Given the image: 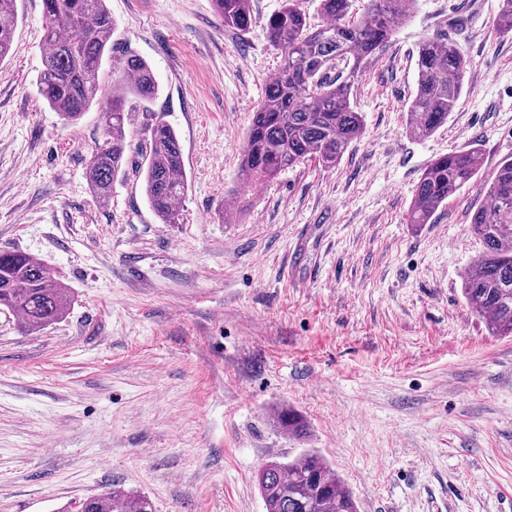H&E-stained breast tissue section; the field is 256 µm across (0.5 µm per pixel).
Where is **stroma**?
I'll list each match as a JSON object with an SVG mask.
<instances>
[{"mask_svg":"<svg viewBox=\"0 0 512 512\" xmlns=\"http://www.w3.org/2000/svg\"><path fill=\"white\" fill-rule=\"evenodd\" d=\"M112 54L132 51L176 130L188 190L159 223L134 167L99 206L86 179L98 107L63 125L38 92L41 0H17L0 63V249L54 267L66 316L31 333L0 313V512H60L107 488L155 512H265L267 461L316 451L358 512H512V337L488 336L461 276L470 212L512 156V35L500 0H416L367 61L351 104L364 132L336 166L253 186L245 132L281 64V0L224 28L211 0H107ZM448 37L464 93L430 137L405 112L417 48ZM478 147L480 172L432 223L408 212L425 167ZM294 410L297 438L277 416Z\"/></svg>","mask_w":512,"mask_h":512,"instance_id":"1","label":"stroma"}]
</instances>
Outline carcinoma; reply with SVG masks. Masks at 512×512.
Listing matches in <instances>:
<instances>
[{"label":"carcinoma","instance_id":"carcinoma-1","mask_svg":"<svg viewBox=\"0 0 512 512\" xmlns=\"http://www.w3.org/2000/svg\"><path fill=\"white\" fill-rule=\"evenodd\" d=\"M414 2L368 0L360 15L351 16L350 0H320L322 24L313 27L298 0H284L267 22V40L282 61L252 114L241 160L245 181H266L305 160L336 165L364 129L351 104L355 80L363 64L391 43L396 24L411 16ZM212 5L226 28L243 30L252 23L251 0H212ZM42 12L41 97L66 124L76 123L95 101L100 108L102 143L86 167L96 200L110 203L114 179L134 152L142 159L137 174L152 212L161 224L178 223L188 183L177 132L148 106L159 92L152 67L130 51L112 59L105 97L102 67L116 29L106 0H42ZM16 26V0H0V62L11 51ZM495 28L512 34V0H501ZM466 68L464 56L443 36L419 44L416 90L406 116L411 135L427 137L448 122L463 94ZM136 103L145 122L134 140L130 115ZM479 160L475 150L434 159L417 183L409 223H431L478 175ZM470 228L482 251L463 276L462 296L489 335L512 336V159L499 163ZM71 302L72 291L54 268L30 254L0 250L1 311L36 331L64 318ZM280 423L293 435L304 431L294 412L283 413ZM257 484L265 512H358L335 470L315 451L264 463ZM79 512L155 510L148 497L112 488L79 503Z\"/></svg>","mask_w":512,"mask_h":512}]
</instances>
